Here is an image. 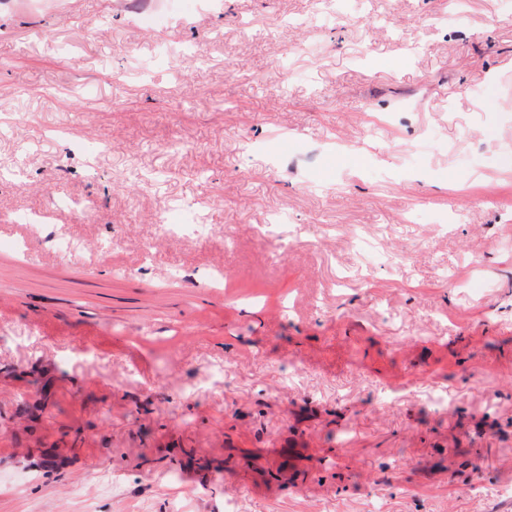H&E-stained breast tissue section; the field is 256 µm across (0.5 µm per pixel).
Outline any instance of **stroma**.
Masks as SVG:
<instances>
[{
  "label": "stroma",
  "mask_w": 512,
  "mask_h": 512,
  "mask_svg": "<svg viewBox=\"0 0 512 512\" xmlns=\"http://www.w3.org/2000/svg\"><path fill=\"white\" fill-rule=\"evenodd\" d=\"M129 2L0 0V512H512V0Z\"/></svg>",
  "instance_id": "1"
}]
</instances>
